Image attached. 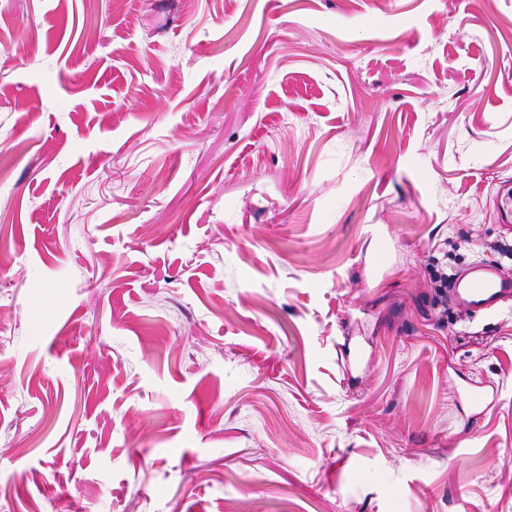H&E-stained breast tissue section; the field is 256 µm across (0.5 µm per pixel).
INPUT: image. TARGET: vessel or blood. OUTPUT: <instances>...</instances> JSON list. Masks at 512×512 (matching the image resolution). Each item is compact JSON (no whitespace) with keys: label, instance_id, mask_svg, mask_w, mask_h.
Here are the masks:
<instances>
[{"label":"vessel or blood","instance_id":"obj_1","mask_svg":"<svg viewBox=\"0 0 512 512\" xmlns=\"http://www.w3.org/2000/svg\"><path fill=\"white\" fill-rule=\"evenodd\" d=\"M449 305L474 313H490L512 300V280L490 262L480 261L458 272L448 283Z\"/></svg>","mask_w":512,"mask_h":512}]
</instances>
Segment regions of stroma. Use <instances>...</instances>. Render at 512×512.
<instances>
[{"label":"stroma","instance_id":"stroma-1","mask_svg":"<svg viewBox=\"0 0 512 512\" xmlns=\"http://www.w3.org/2000/svg\"><path fill=\"white\" fill-rule=\"evenodd\" d=\"M510 179L512 0H0V512H512ZM437 288H447L444 299L456 308L467 312L488 314L512 300V280L501 276L491 262L480 261L458 272L449 282L441 273Z\"/></svg>","mask_w":512,"mask_h":512}]
</instances>
